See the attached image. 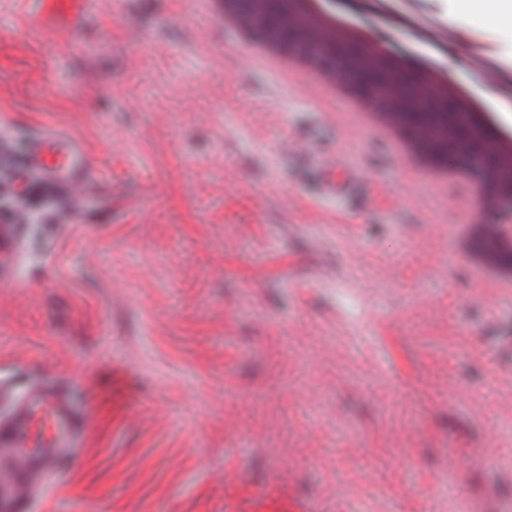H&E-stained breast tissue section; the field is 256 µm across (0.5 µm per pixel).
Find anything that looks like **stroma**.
I'll list each match as a JSON object with an SVG mask.
<instances>
[{"label":"stroma","instance_id":"stroma-1","mask_svg":"<svg viewBox=\"0 0 512 512\" xmlns=\"http://www.w3.org/2000/svg\"><path fill=\"white\" fill-rule=\"evenodd\" d=\"M468 2L451 62L493 58L489 92L512 28ZM403 3L428 55L449 0ZM207 4L0 0V137L66 130L110 189L24 225L0 279V384L94 411L31 512H512V290L454 261L446 196ZM339 157L359 197L321 195Z\"/></svg>","mask_w":512,"mask_h":512}]
</instances>
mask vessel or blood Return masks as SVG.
I'll return each instance as SVG.
<instances>
[{
  "label": "vessel or blood",
  "mask_w": 512,
  "mask_h": 512,
  "mask_svg": "<svg viewBox=\"0 0 512 512\" xmlns=\"http://www.w3.org/2000/svg\"><path fill=\"white\" fill-rule=\"evenodd\" d=\"M326 175L330 195L344 194L356 183L354 172L343 165H330ZM22 176L40 181L51 198L73 209L84 204L95 172L80 139L46 128ZM88 423V413L78 411L61 390L24 391L14 417L0 422V512H27L32 492L54 475L63 456L75 453Z\"/></svg>",
  "instance_id": "1"
}]
</instances>
